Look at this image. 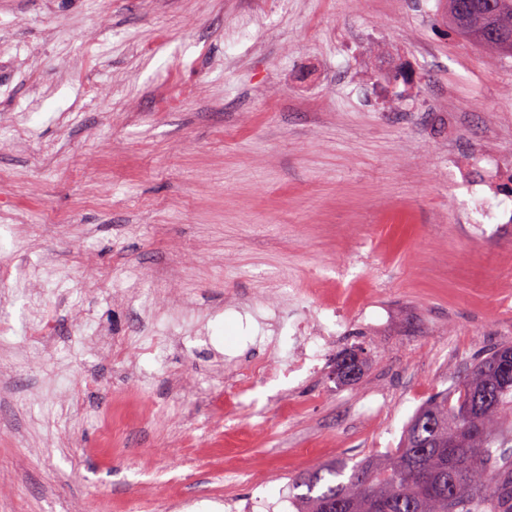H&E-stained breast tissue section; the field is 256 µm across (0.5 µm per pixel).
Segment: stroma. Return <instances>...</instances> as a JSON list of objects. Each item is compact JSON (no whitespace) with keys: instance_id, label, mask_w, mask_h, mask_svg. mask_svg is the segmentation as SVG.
Returning <instances> with one entry per match:
<instances>
[{"instance_id":"obj_1","label":"stroma","mask_w":512,"mask_h":512,"mask_svg":"<svg viewBox=\"0 0 512 512\" xmlns=\"http://www.w3.org/2000/svg\"><path fill=\"white\" fill-rule=\"evenodd\" d=\"M10 123L0 225L27 231L0 267L66 285L45 357L21 295L0 306V512H267L512 343V56L449 33L448 0H0ZM170 286L212 307L205 339L101 361L97 326L139 348ZM302 315L339 336L321 371L224 402L215 353L287 360Z\"/></svg>"}]
</instances>
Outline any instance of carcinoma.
Returning <instances> with one entry per match:
<instances>
[{"mask_svg": "<svg viewBox=\"0 0 512 512\" xmlns=\"http://www.w3.org/2000/svg\"><path fill=\"white\" fill-rule=\"evenodd\" d=\"M448 28L499 54L512 55V0H448ZM512 346L483 353L465 381L430 399L411 417L390 453L319 464L291 489L298 512H512Z\"/></svg>", "mask_w": 512, "mask_h": 512, "instance_id": "cac0c4a2", "label": "carcinoma"}]
</instances>
